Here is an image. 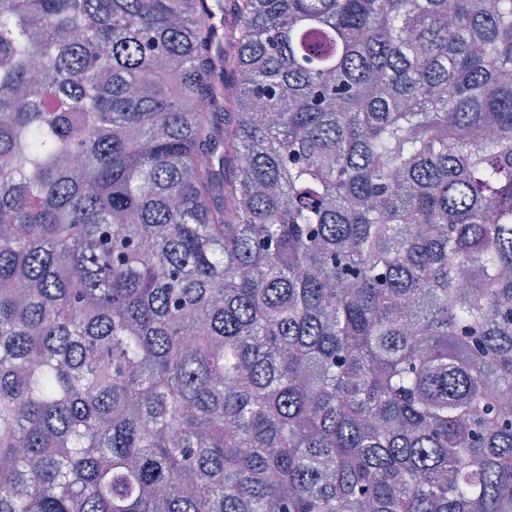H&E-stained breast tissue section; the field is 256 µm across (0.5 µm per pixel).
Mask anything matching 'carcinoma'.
Instances as JSON below:
<instances>
[{
    "label": "carcinoma",
    "instance_id": "carcinoma-1",
    "mask_svg": "<svg viewBox=\"0 0 512 512\" xmlns=\"http://www.w3.org/2000/svg\"><path fill=\"white\" fill-rule=\"evenodd\" d=\"M1 157L0 512H512V0H0Z\"/></svg>",
    "mask_w": 512,
    "mask_h": 512
}]
</instances>
